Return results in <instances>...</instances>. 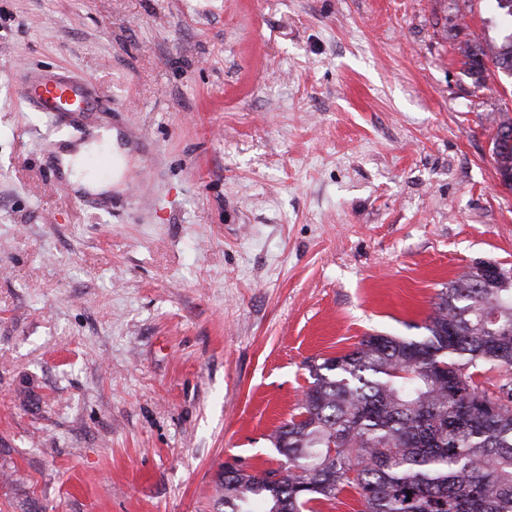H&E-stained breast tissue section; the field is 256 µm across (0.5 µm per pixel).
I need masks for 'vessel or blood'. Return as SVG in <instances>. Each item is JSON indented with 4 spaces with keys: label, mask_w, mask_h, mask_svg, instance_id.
I'll return each mask as SVG.
<instances>
[{
    "label": "vessel or blood",
    "mask_w": 512,
    "mask_h": 512,
    "mask_svg": "<svg viewBox=\"0 0 512 512\" xmlns=\"http://www.w3.org/2000/svg\"><path fill=\"white\" fill-rule=\"evenodd\" d=\"M18 95L34 111L55 118L84 116L101 109L90 84L67 70H24Z\"/></svg>",
    "instance_id": "1"
}]
</instances>
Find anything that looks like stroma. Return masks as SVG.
<instances>
[{"label": "stroma", "instance_id": "1", "mask_svg": "<svg viewBox=\"0 0 512 512\" xmlns=\"http://www.w3.org/2000/svg\"><path fill=\"white\" fill-rule=\"evenodd\" d=\"M485 31L487 0H0V512H217L225 461L279 466L308 360L512 268V93L457 52ZM38 67L105 111L21 104ZM102 128L130 162L97 196L50 141ZM500 112H503L502 120L497 125L495 134L492 138V150L496 151V153L501 157L502 162L509 165L510 169H512V139L511 144H509L508 141L504 142L499 140L500 133L506 130L510 131L512 135V117H509V109L506 105L504 108L500 109ZM492 159L495 165L498 181L500 185L503 186V184L506 181H509L510 177H512V171H509L508 168L501 163L500 158L496 154H493Z\"/></svg>", "mask_w": 512, "mask_h": 512}]
</instances>
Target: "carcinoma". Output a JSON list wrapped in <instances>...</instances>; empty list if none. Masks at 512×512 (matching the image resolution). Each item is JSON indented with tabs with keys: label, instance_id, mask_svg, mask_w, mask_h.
<instances>
[{
	"label": "carcinoma",
	"instance_id": "obj_1",
	"mask_svg": "<svg viewBox=\"0 0 512 512\" xmlns=\"http://www.w3.org/2000/svg\"><path fill=\"white\" fill-rule=\"evenodd\" d=\"M505 34L458 47L478 87L495 76L484 59L512 67V12ZM492 138L512 167L509 109ZM425 335L369 334L348 353L307 362L310 386L269 436L276 468L224 463L216 481L224 512H319L350 488L361 512H512V275L474 267L440 289ZM503 368L494 391L485 368Z\"/></svg>",
	"mask_w": 512,
	"mask_h": 512
}]
</instances>
